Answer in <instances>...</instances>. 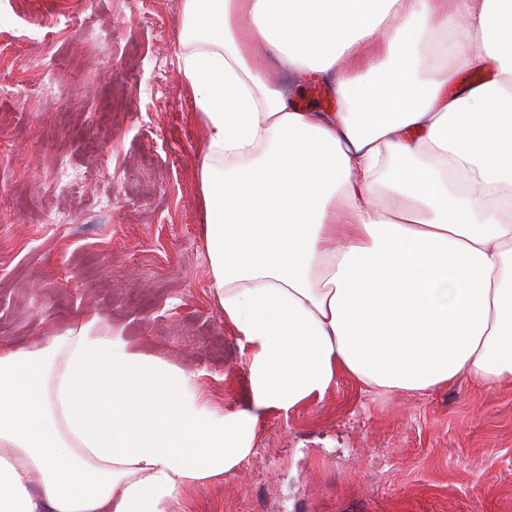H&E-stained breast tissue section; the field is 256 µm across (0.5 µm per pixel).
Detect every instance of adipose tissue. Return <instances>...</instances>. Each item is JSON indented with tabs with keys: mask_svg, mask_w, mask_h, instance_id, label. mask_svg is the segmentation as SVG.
Listing matches in <instances>:
<instances>
[{
	"mask_svg": "<svg viewBox=\"0 0 512 512\" xmlns=\"http://www.w3.org/2000/svg\"><path fill=\"white\" fill-rule=\"evenodd\" d=\"M177 65L212 295L240 407L88 315L0 345V512H189L259 424L348 377L428 393L512 381V0H182ZM336 78L296 108L256 67ZM486 72L480 82L467 73ZM314 90H319L321 92L323 100L308 106L303 105L304 100ZM291 99L297 107L311 110L313 112H327L330 110H336V96L325 83L307 85L298 84L291 88Z\"/></svg>",
	"mask_w": 512,
	"mask_h": 512,
	"instance_id": "adipose-tissue-1",
	"label": "adipose tissue"
}]
</instances>
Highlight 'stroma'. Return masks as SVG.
<instances>
[{
    "instance_id": "1",
    "label": "stroma",
    "mask_w": 512,
    "mask_h": 512,
    "mask_svg": "<svg viewBox=\"0 0 512 512\" xmlns=\"http://www.w3.org/2000/svg\"><path fill=\"white\" fill-rule=\"evenodd\" d=\"M183 27L182 0H0V344L94 313L233 408L245 361L210 292ZM253 446L195 512H512L511 382L375 395L343 377Z\"/></svg>"
}]
</instances>
